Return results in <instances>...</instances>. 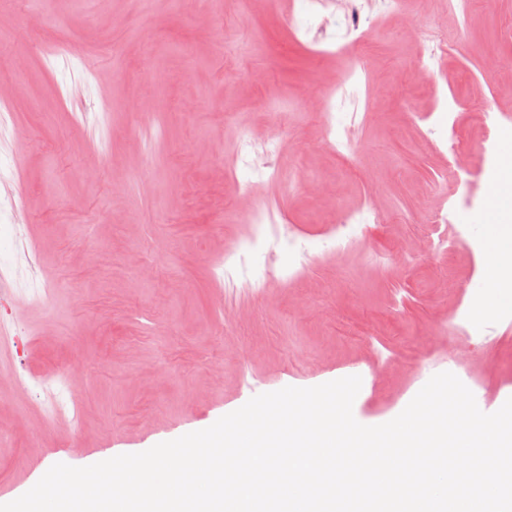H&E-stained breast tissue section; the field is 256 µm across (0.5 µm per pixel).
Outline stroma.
<instances>
[{
    "mask_svg": "<svg viewBox=\"0 0 512 512\" xmlns=\"http://www.w3.org/2000/svg\"><path fill=\"white\" fill-rule=\"evenodd\" d=\"M333 2L324 30L315 0H39L38 27L29 0H0V265L19 236L41 259L38 284L8 280L30 300L31 351L15 365L33 382L20 394L0 372V504L47 465L143 452L287 386L361 377L355 419L388 422L467 334L477 404L512 397V317H453L491 296L469 244L512 126V0H469L463 15L448 0L392 13L359 0L361 79L323 49L348 40L347 0ZM435 27L448 53L413 78L410 33ZM243 133L273 140L276 174L249 165ZM370 205L383 223L338 240L340 214ZM245 208L293 238L277 272L258 249L252 277L231 282L226 254L270 226L241 223ZM438 213L433 245L414 248ZM133 250L153 275L126 265ZM76 351L96 369L78 397L55 388L72 422L40 378Z\"/></svg>",
    "mask_w": 512,
    "mask_h": 512,
    "instance_id": "stroma-1",
    "label": "stroma"
}]
</instances>
